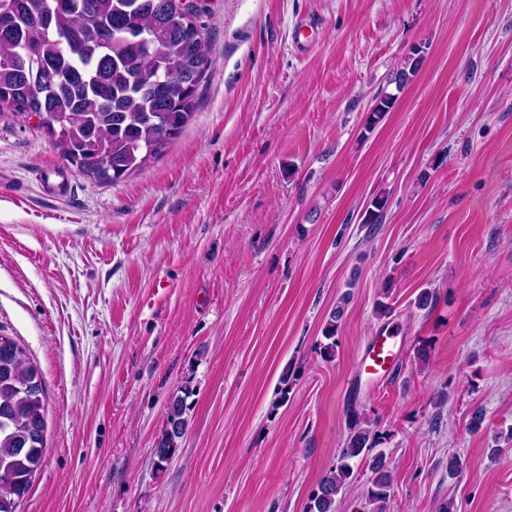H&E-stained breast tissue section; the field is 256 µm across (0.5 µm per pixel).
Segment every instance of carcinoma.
<instances>
[{"label":"carcinoma","instance_id":"carcinoma-1","mask_svg":"<svg viewBox=\"0 0 512 512\" xmlns=\"http://www.w3.org/2000/svg\"><path fill=\"white\" fill-rule=\"evenodd\" d=\"M42 0H0V111L39 117L38 126L60 150L65 165L98 182L117 183L160 156L192 116L199 83L211 65L202 25H188L176 0H63L43 15ZM423 48L397 68L398 88L418 69ZM397 96L378 95L366 126H376ZM388 193L376 194L362 223L379 224ZM342 315L337 307L321 350L336 353ZM38 370L24 349L0 334V512H17L42 465L45 432ZM175 395L155 447L157 462L174 455L187 427L185 395ZM377 433L352 412L350 436L339 464L313 491L306 512H336V497L358 459L372 473L367 496L383 512L392 475Z\"/></svg>","mask_w":512,"mask_h":512}]
</instances>
